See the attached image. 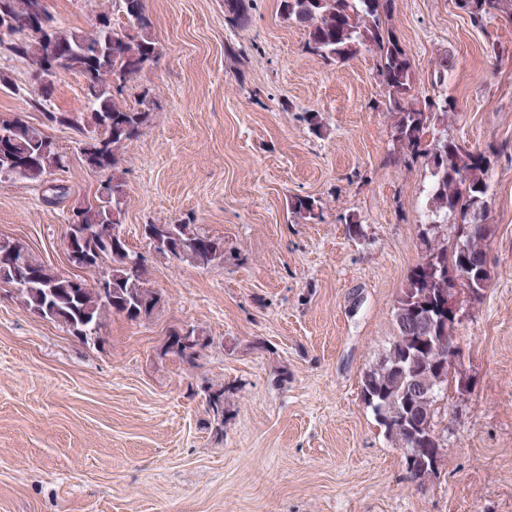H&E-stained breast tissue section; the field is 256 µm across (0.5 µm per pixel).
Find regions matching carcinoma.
<instances>
[{
	"label": "carcinoma",
	"mask_w": 512,
	"mask_h": 512,
	"mask_svg": "<svg viewBox=\"0 0 512 512\" xmlns=\"http://www.w3.org/2000/svg\"><path fill=\"white\" fill-rule=\"evenodd\" d=\"M41 0H0L17 24L7 52L32 63L40 83L29 93V106L41 113L39 124L20 114L1 115L0 129L10 134L9 145L0 147V183L22 181L43 185L51 171H65L64 156L43 145V127L61 126L78 136L85 165L93 171L107 172L93 197L79 198L71 204V214L81 217L88 238L83 251L93 256L92 280H81L75 288L71 278L35 260L27 247L8 239L0 244V282L13 286L25 307L50 310L68 331L83 332L84 341L100 337L110 316L129 321L151 318L163 304L161 293L148 287L144 259L120 240L96 233L99 224H122L127 203V182L122 154L141 135L157 100L150 89H142L135 104L126 102L128 84L146 67L158 62L161 45L153 36V23L144 10L143 0H111L122 19L104 10L90 32L61 25ZM474 26L483 23L490 9L512 14V0H455ZM229 22L247 20L244 0H227ZM394 0H281L282 15L304 28L306 53L327 63L355 56L371 47L386 90L385 105L395 114L394 138L404 156L423 158L433 178L427 202L423 235L439 234V228L452 215L460 244H448V236L426 241V256L407 274L394 306L396 336L379 361L365 372L362 400L375 418L381 413L402 409L407 395L419 388L436 391L424 397L428 413L413 432L404 426L383 427L386 437L398 448L417 456L443 447L437 418L448 399V378L432 366L448 352L441 337L448 335V268L464 271V265L479 264L486 258L485 242L491 233L488 224L487 175L490 157L469 149L458 141L436 138V122L448 118L453 104L437 95L421 105L412 103L416 75L411 59L400 47L391 26ZM51 52L60 53L62 69L85 79L86 110L53 112L48 101L58 72L46 68ZM292 213L305 221L321 220L318 200L295 196ZM157 234L171 242L164 255L207 268L224 262V242L198 233L186 223L152 224ZM424 316L439 326L436 337L419 342L417 318ZM207 410L216 430L224 426V388H203Z\"/></svg>",
	"instance_id": "obj_1"
}]
</instances>
